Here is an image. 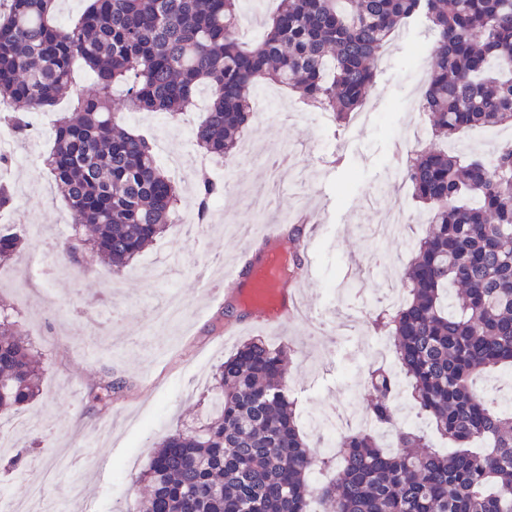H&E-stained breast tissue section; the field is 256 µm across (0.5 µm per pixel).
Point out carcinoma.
<instances>
[{
    "instance_id": "1",
    "label": "carcinoma",
    "mask_w": 512,
    "mask_h": 512,
    "mask_svg": "<svg viewBox=\"0 0 512 512\" xmlns=\"http://www.w3.org/2000/svg\"><path fill=\"white\" fill-rule=\"evenodd\" d=\"M0 8V116L17 138L29 115L72 85L80 61L96 76L54 125L47 166L71 212L72 234L54 263L88 260L117 272L173 223L179 190L148 141L112 108L124 88L139 110L173 114L211 95L193 129L196 146L222 159L248 126L257 88L295 90L340 122L359 110L377 63L399 27L431 23L432 56L422 107L431 141L405 161L403 176L427 210L422 237L401 272L405 301L388 315L398 364L415 409L452 450L421 431L398 428L396 451L372 427L336 438L321 458L305 440L288 388L285 348L239 346L216 368L206 394L220 398L195 424L165 435L140 472L149 488L138 512H512V410L474 382L512 368V142L490 160H463L438 146L469 129L512 125V0H279L264 35L238 31L242 0H89L64 29L56 0H6ZM224 185L196 187L197 220H208ZM21 236L0 229V258ZM43 369L30 337L0 304V415L42 394ZM400 380L369 372L374 426L396 421ZM125 389L103 379L92 400L112 404ZM338 460L336 477L314 485L313 467Z\"/></svg>"
}]
</instances>
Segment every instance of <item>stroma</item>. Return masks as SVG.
Instances as JSON below:
<instances>
[{
    "instance_id": "35a3bbf8",
    "label": "stroma",
    "mask_w": 512,
    "mask_h": 512,
    "mask_svg": "<svg viewBox=\"0 0 512 512\" xmlns=\"http://www.w3.org/2000/svg\"><path fill=\"white\" fill-rule=\"evenodd\" d=\"M432 38L420 20L396 32L385 54L375 89L363 113L349 123L333 122L314 110L282 117L269 110L244 138L250 156L228 159L232 182L223 196L226 222L211 225L196 239L172 225L121 274L93 262L84 270L26 284V261L50 243L69 236V207L44 165L51 138L15 143L17 167L6 177L14 208L45 224L42 238L24 236L11 260L0 265V301L18 313L45 360L42 395L20 408L25 426H5L11 447L0 448V487L17 497L31 491L70 512H137L134 475L147 464L159 439L203 411L206 387L199 371L214 366L255 338L293 352L290 394L298 414H332L343 401L365 409L363 383L379 335L371 315L386 303L367 274L376 265L392 273L411 254L407 237L422 226L411 223L401 237L377 243L366 226L390 211L420 215L421 206L404 182H390L397 151L417 149L416 105L427 73ZM299 146L309 179L284 171L291 198L305 201L316 228L309 241L315 279L300 277L307 309L288 326L268 331L225 329L237 320L223 301L208 300L194 272L213 256L231 262L246 248L237 227L256 214L238 191L267 175L266 150ZM384 187L381 205L368 203ZM125 382L111 407L94 406L91 394L105 376ZM24 453L29 471L17 480L7 465Z\"/></svg>"
}]
</instances>
